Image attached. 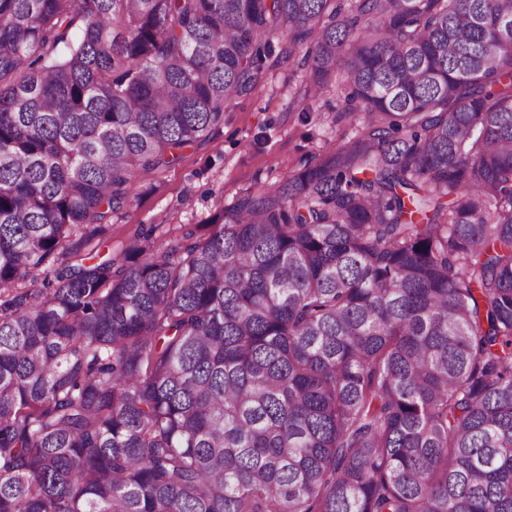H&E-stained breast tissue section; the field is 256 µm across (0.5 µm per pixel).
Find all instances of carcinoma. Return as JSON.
Wrapping results in <instances>:
<instances>
[{"instance_id":"obj_1","label":"carcinoma","mask_w":512,"mask_h":512,"mask_svg":"<svg viewBox=\"0 0 512 512\" xmlns=\"http://www.w3.org/2000/svg\"><path fill=\"white\" fill-rule=\"evenodd\" d=\"M278 30L363 131L85 252ZM0 512H512V0H0Z\"/></svg>"}]
</instances>
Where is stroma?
<instances>
[{
  "mask_svg": "<svg viewBox=\"0 0 512 512\" xmlns=\"http://www.w3.org/2000/svg\"><path fill=\"white\" fill-rule=\"evenodd\" d=\"M263 68L252 93L226 105L220 133L175 166L137 174L110 219L113 255L144 231L155 249L181 240L242 193L277 187L361 130V119L343 112L344 68L328 92L305 101L296 95L309 74L302 54L269 58Z\"/></svg>",
  "mask_w": 512,
  "mask_h": 512,
  "instance_id": "obj_1",
  "label": "stroma"
}]
</instances>
